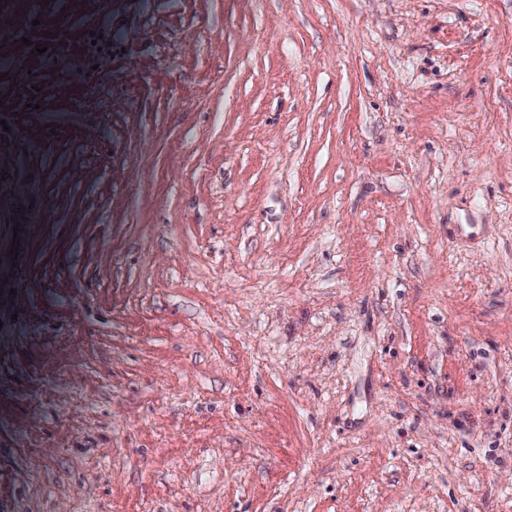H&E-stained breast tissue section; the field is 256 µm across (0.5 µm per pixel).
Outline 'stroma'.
<instances>
[{"mask_svg":"<svg viewBox=\"0 0 512 512\" xmlns=\"http://www.w3.org/2000/svg\"><path fill=\"white\" fill-rule=\"evenodd\" d=\"M1 120L0 512H512V0H0Z\"/></svg>","mask_w":512,"mask_h":512,"instance_id":"35a3bbf8","label":"stroma"}]
</instances>
